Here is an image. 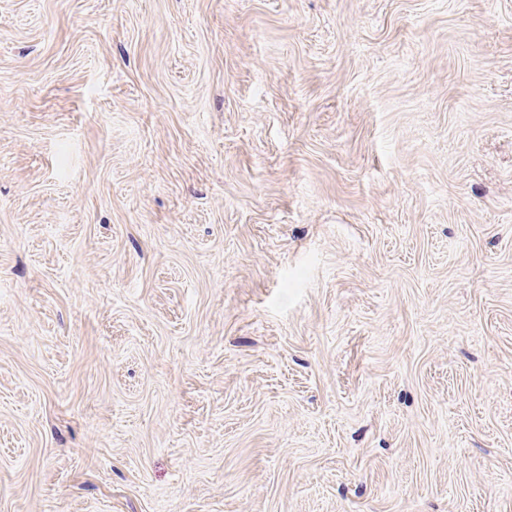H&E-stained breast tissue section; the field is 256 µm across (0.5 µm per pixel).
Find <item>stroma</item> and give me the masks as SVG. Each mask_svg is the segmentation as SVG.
I'll return each instance as SVG.
<instances>
[{"label": "stroma", "instance_id": "stroma-1", "mask_svg": "<svg viewBox=\"0 0 512 512\" xmlns=\"http://www.w3.org/2000/svg\"><path fill=\"white\" fill-rule=\"evenodd\" d=\"M0 512H512V0H0Z\"/></svg>", "mask_w": 512, "mask_h": 512}]
</instances>
